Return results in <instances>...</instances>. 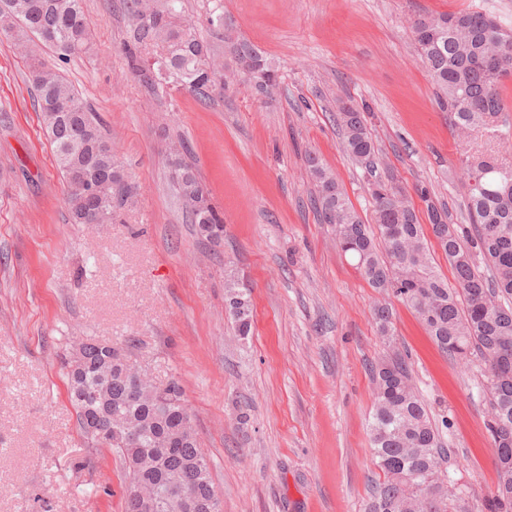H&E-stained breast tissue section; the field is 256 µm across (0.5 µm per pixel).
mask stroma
<instances>
[{"instance_id":"obj_1","label":"stroma","mask_w":512,"mask_h":512,"mask_svg":"<svg viewBox=\"0 0 512 512\" xmlns=\"http://www.w3.org/2000/svg\"><path fill=\"white\" fill-rule=\"evenodd\" d=\"M85 3L92 52L44 60L98 113L138 195L117 223H70L28 65L0 37V512H124V465L83 436L68 400L62 360L90 336L131 345L156 384L179 381L222 512H363L379 474L370 367L396 347L441 426L451 476L479 512L496 481L484 367L438 349L404 304L367 284L311 205L305 155H320L364 218L376 176L426 186L472 236L461 154L491 147L512 164V141L481 130L459 139L412 24L473 7L512 27V0H182L227 68L229 34L279 69L272 98L240 80L207 102L143 86L127 66L123 0ZM217 4L220 30L207 21ZM342 102L365 111L375 174L343 149ZM177 140L224 219L221 245L187 222L171 186L164 154ZM230 283L250 295L245 338L224 307ZM385 303L390 346L373 320Z\"/></svg>"}]
</instances>
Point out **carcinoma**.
Masks as SVG:
<instances>
[{
	"mask_svg": "<svg viewBox=\"0 0 512 512\" xmlns=\"http://www.w3.org/2000/svg\"><path fill=\"white\" fill-rule=\"evenodd\" d=\"M177 0H125L130 27L126 44L133 75L152 91L163 86L183 87L206 100L224 89L210 71L211 46L197 36L181 15ZM417 52L436 89L439 107L448 113L454 129L468 134L484 130L495 139H512V125L504 116L500 92L503 78L512 75V29L494 16L474 8L429 14L413 26ZM0 36L13 42L29 65L35 107L53 148L65 181L70 219L74 224H112L116 211L136 194L112 142L103 132L98 115L87 107L59 70L42 59L49 49L65 62L92 45V29L85 0H0ZM230 51L239 77L251 80L262 74L269 84L262 94L271 96L280 76L264 50L237 39ZM497 55L500 67L488 70L476 63ZM497 117L498 126L489 127ZM336 124L343 148L358 164L373 167L375 143L363 110L343 103ZM305 162L316 187L315 208L325 224L336 229L342 252L355 260L368 285L393 294L413 310L436 345L460 360L479 358L486 366L480 389L486 399L487 428L496 448V485L483 505L484 512H512V165L500 163L480 151H466L460 164L468 178L466 208L473 224L474 241L485 266L477 264L470 247L448 211L437 207L427 188L415 187L426 203L429 231L419 222L412 196L391 181L370 183L374 225L363 221L350 204L336 178L314 152ZM179 200L198 232L224 225L215 207L194 210V201L209 194L197 169L184 153L166 159ZM79 180L97 183V203L88 209ZM433 236L454 270L448 285L433 263L428 236ZM225 308L240 336L252 330L248 294L229 288ZM379 335L393 340L392 313L375 312ZM114 344L95 339L83 343L77 360L64 368L69 399L84 436L94 445L119 456L129 481L126 512H147L132 495L136 482L176 484L205 498L214 491L210 463L197 438L186 435L172 448L179 434L186 405L165 408L156 401L135 396L136 382L118 371ZM390 369L380 362L372 368L375 402L368 429L372 454L383 477L375 483L364 512H470L465 485L444 466L441 431L416 392L406 358L391 353ZM124 416L133 439L123 448L112 443V422ZM425 485L421 500L409 502L408 480Z\"/></svg>",
	"mask_w": 512,
	"mask_h": 512,
	"instance_id": "cac0c4a2",
	"label": "carcinoma"
}]
</instances>
